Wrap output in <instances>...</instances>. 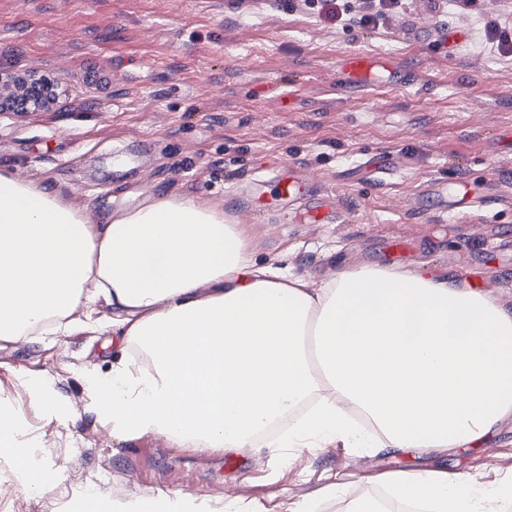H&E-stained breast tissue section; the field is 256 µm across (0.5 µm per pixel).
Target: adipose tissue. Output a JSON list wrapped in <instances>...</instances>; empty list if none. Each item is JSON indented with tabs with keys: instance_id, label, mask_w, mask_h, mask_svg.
Instances as JSON below:
<instances>
[{
	"instance_id": "adipose-tissue-1",
	"label": "adipose tissue",
	"mask_w": 512,
	"mask_h": 512,
	"mask_svg": "<svg viewBox=\"0 0 512 512\" xmlns=\"http://www.w3.org/2000/svg\"><path fill=\"white\" fill-rule=\"evenodd\" d=\"M101 301L123 356L87 376L86 410L125 439L256 456L259 436L298 410L271 453L446 451L512 419V308L490 292L374 264L316 287L256 261L246 224L202 197L159 192L95 216L64 184L0 165V339L69 335ZM39 445L0 402V458L26 493L61 477L33 464ZM387 487L395 512H512V482L405 470ZM66 512L203 507L182 492L115 503L91 489Z\"/></svg>"
}]
</instances>
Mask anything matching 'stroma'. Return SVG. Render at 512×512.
I'll use <instances>...</instances> for the list:
<instances>
[{
  "label": "stroma",
  "mask_w": 512,
  "mask_h": 512,
  "mask_svg": "<svg viewBox=\"0 0 512 512\" xmlns=\"http://www.w3.org/2000/svg\"><path fill=\"white\" fill-rule=\"evenodd\" d=\"M486 14L512 24V0H484L478 14L403 0L375 28L308 0H0V70L59 76L67 89L61 111L0 112V163L70 186L93 213L158 191L204 196L248 224L257 261L315 283L358 263L422 265L512 306V53L487 39ZM350 51L400 61L407 87L337 90ZM284 165L335 193L336 221L298 224L293 205L251 203L255 181ZM462 184L470 204L458 219L439 200ZM111 368V337L95 325L0 340V398L62 471L36 501L0 487V512H61L90 488L123 500L190 492L216 510L232 490L247 512H292L331 483L347 502L374 497L406 469L483 485L512 477L511 421L444 454L355 458L333 445L281 459L121 439L85 411L86 371ZM34 373L55 378L73 419L40 411L21 384Z\"/></svg>",
  "instance_id": "stroma-1"
}]
</instances>
